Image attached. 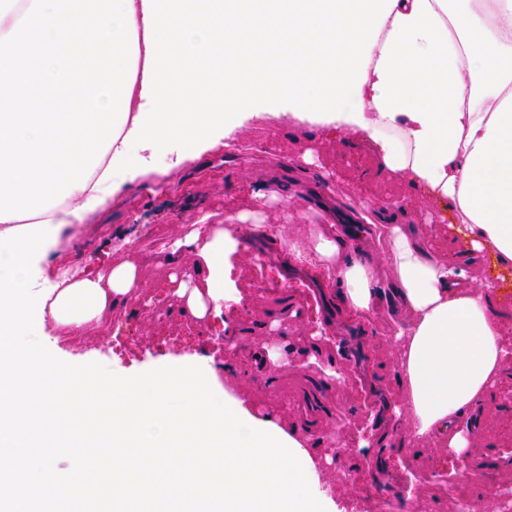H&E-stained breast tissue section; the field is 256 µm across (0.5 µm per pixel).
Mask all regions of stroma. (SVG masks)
<instances>
[{
    "mask_svg": "<svg viewBox=\"0 0 512 512\" xmlns=\"http://www.w3.org/2000/svg\"><path fill=\"white\" fill-rule=\"evenodd\" d=\"M313 150L316 164L300 157ZM268 195L253 197V185ZM411 197L407 184L378 174L367 148L322 138L317 130L290 125L267 116L243 128L233 146L219 147L195 161L150 181L126 187L105 216L91 219L65 239L68 267L77 273H107L113 265L134 262L144 286L139 299L119 316H106L80 336L43 337V344L71 364L97 362L132 376L186 355L212 358L220 367L225 390L239 398L254 416L270 419L296 435L317 457L338 455L332 496L338 512H379L381 500L403 497L405 512H459L461 501L477 500L481 512H500V497L512 498V378L488 400L482 423L474 433L470 459L456 474L443 471L430 441L414 442L409 432L369 440L368 415L379 400L396 403L404 395L389 306L357 321L363 364H355L343 342L317 347L314 333L322 315V292L335 287L336 275L320 279L284 275L278 268L289 244L307 242L320 224H339L375 203L404 205ZM256 213L271 238L267 254L242 246L232 259L231 280L240 303L225 308L223 320L200 322L183 313V303L169 280L167 246L187 233L202 214L211 223L227 216ZM410 219L425 241H436L437 255L475 285L494 276L490 259L472 260L445 237L423 205ZM234 327L236 347L224 345L225 327ZM260 344L281 347L289 365L258 368L252 359ZM360 373V381L329 378L327 366ZM401 459L391 480L379 485L380 455ZM411 470L417 491L407 496L401 469ZM491 478L498 497L475 499L472 488Z\"/></svg>",
    "mask_w": 512,
    "mask_h": 512,
    "instance_id": "obj_1",
    "label": "stroma"
}]
</instances>
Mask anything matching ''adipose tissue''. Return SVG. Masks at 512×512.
I'll list each match as a JSON object with an SVG mask.
<instances>
[{
	"label": "adipose tissue",
	"instance_id": "obj_1",
	"mask_svg": "<svg viewBox=\"0 0 512 512\" xmlns=\"http://www.w3.org/2000/svg\"><path fill=\"white\" fill-rule=\"evenodd\" d=\"M0 0V233L49 221L66 232L127 185L230 146L264 111L331 139L371 143L377 167L450 215L464 250L512 273V0ZM382 221L396 339L409 394L388 426L433 439L465 462L470 414L512 361V330L489 282L459 286L405 224ZM231 227L202 224L171 261L206 275L177 294L198 320L233 299ZM296 262L335 271L349 315L384 299L374 262L353 257L340 228L313 229ZM59 245L37 266L51 290L43 325L79 336L142 286L129 261L68 279Z\"/></svg>",
	"mask_w": 512,
	"mask_h": 512
}]
</instances>
